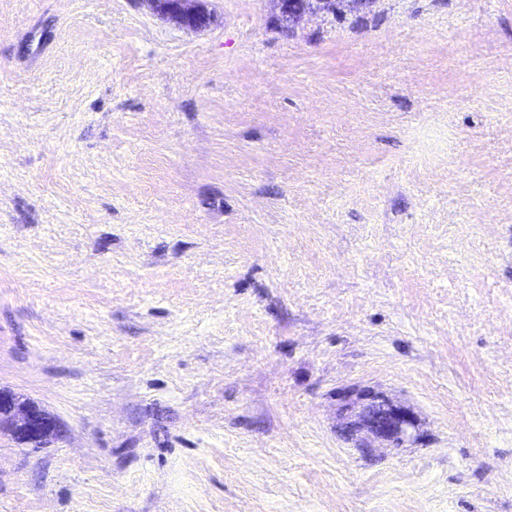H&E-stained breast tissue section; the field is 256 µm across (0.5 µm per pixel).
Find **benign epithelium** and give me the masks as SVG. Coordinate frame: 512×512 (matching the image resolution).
<instances>
[{"label":"benign epithelium","mask_w":512,"mask_h":512,"mask_svg":"<svg viewBox=\"0 0 512 512\" xmlns=\"http://www.w3.org/2000/svg\"><path fill=\"white\" fill-rule=\"evenodd\" d=\"M160 14L176 19L190 30H203L210 26L212 14L204 0H147ZM280 12L288 22H297L308 15L329 12L333 0H277ZM338 411L344 430L353 436L359 446L370 448L401 446L415 428L409 410L396 404L388 396L372 389H362L351 396L336 394ZM8 431L22 444L35 448L55 435L56 422L48 413L19 403L0 391V432Z\"/></svg>","instance_id":"7a95c632"}]
</instances>
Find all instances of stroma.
<instances>
[{
  "label": "stroma",
  "instance_id": "stroma-1",
  "mask_svg": "<svg viewBox=\"0 0 512 512\" xmlns=\"http://www.w3.org/2000/svg\"><path fill=\"white\" fill-rule=\"evenodd\" d=\"M207 2L0 0V512H512V0ZM160 14L175 18L190 30H203L210 26L212 14L203 0H147ZM280 12L288 22H297L308 15L327 13L333 0H277ZM343 429L353 436L362 448L381 446L400 447L415 428L409 410L388 396L372 389H362L354 395L336 394ZM5 430L20 443L38 448L55 435L56 422L48 413L0 391V432Z\"/></svg>",
  "mask_w": 512,
  "mask_h": 512
}]
</instances>
